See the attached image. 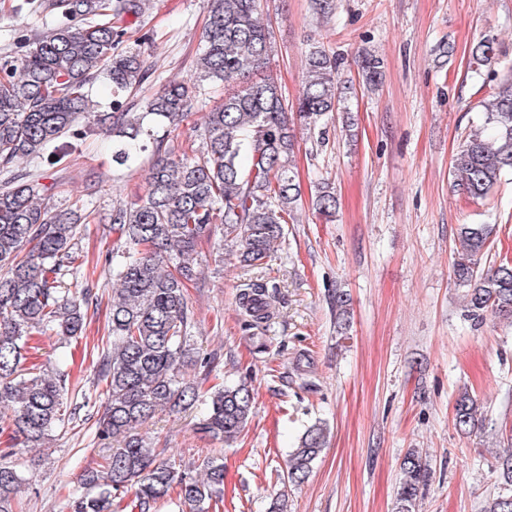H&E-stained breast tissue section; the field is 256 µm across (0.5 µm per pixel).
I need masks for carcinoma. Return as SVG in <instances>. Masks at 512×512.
I'll list each match as a JSON object with an SVG mask.
<instances>
[{
  "mask_svg": "<svg viewBox=\"0 0 512 512\" xmlns=\"http://www.w3.org/2000/svg\"><path fill=\"white\" fill-rule=\"evenodd\" d=\"M143 0H16L13 11L33 7L51 23L21 54L0 59V427L10 429L20 447L0 454V512H14L27 478L24 448L47 449L57 429L65 427L63 406L67 374H45L25 365L29 341L54 332L81 335L89 308L98 295L85 286L66 287L65 277L79 267L81 225L95 219L80 206L50 205L33 174L13 167L55 157L65 139L96 131L112 134V164L131 168L147 164L146 192L134 202L112 207L109 221L116 238L106 263L112 266V300L106 344L98 350L97 381L106 385L107 403L97 420L100 439H121L122 446L81 474L85 493L72 512H112V497L132 493L138 512H151L177 492L189 512H210L224 494V459L203 460L202 473L190 476L156 460L155 449L139 427L164 411L204 405L199 430L230 442L253 410L247 382L204 387L210 362L194 355L193 311L187 289L198 279L197 242L214 224L224 239L238 246L239 262L262 264L283 238L302 198L292 158L295 124L319 127L341 111L344 88L340 61L322 46L306 55L301 89L290 104L271 76L260 71L272 55L269 29L258 17V0H207L204 45L196 60L197 80L173 83L136 103L131 92L150 77L141 53L121 47L126 32L113 18L139 14ZM493 42L471 49L475 70L494 60ZM359 74L367 87L378 84L382 61L359 56ZM103 80L112 111L97 112L88 87ZM497 81L492 99L479 101L483 127L469 134L453 160L455 187L472 200L484 199L501 177L512 172V71L490 72ZM229 85L223 102L204 113L196 132L198 149L188 154L169 145V135L194 114L204 84ZM313 209L329 219L338 199L331 184H318ZM492 224H461L452 276L465 289L467 317L481 322L491 315L512 319V262L489 270L481 260L490 250ZM239 304L254 323L274 316L268 284H247ZM336 326L350 323V298L336 290ZM202 368L203 378L191 373ZM478 404L466 389L454 404L455 428L469 434ZM328 428L310 426L288 459L287 479H308ZM397 512H414L426 468L412 450L401 464ZM501 492L486 512H512V449L495 455Z\"/></svg>",
  "mask_w": 512,
  "mask_h": 512,
  "instance_id": "1",
  "label": "carcinoma"
}]
</instances>
